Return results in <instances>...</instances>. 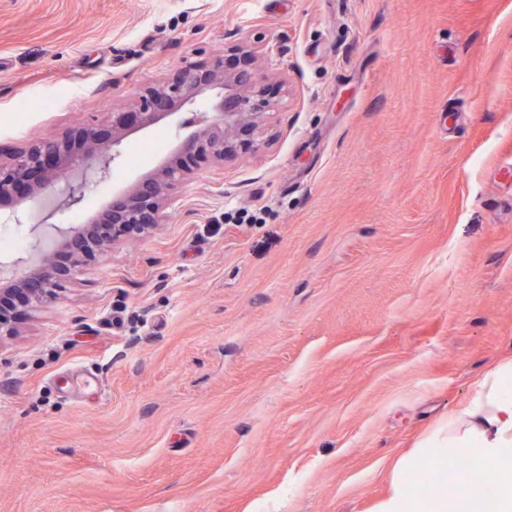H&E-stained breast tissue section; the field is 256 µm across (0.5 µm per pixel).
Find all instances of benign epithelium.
Returning a JSON list of instances; mask_svg holds the SVG:
<instances>
[{
	"mask_svg": "<svg viewBox=\"0 0 512 512\" xmlns=\"http://www.w3.org/2000/svg\"><path fill=\"white\" fill-rule=\"evenodd\" d=\"M238 61L226 63L223 51H212L205 63L181 62L172 74L133 94L126 110L50 139L32 142L11 161L0 163V201L22 204L51 185L63 183L69 206L83 203L88 178L107 182L112 163L127 138L170 117H177L212 95V112L178 145L175 155L112 195L98 213L81 224L55 226L51 245L35 239L30 254L0 264V333L12 331L21 307H37L80 267L106 256L123 239L144 236L162 223L171 195L202 160L222 165L242 147L259 141L269 114L279 101L267 96V76L260 66L263 45L245 39L235 47Z\"/></svg>",
	"mask_w": 512,
	"mask_h": 512,
	"instance_id": "1",
	"label": "benign epithelium"
}]
</instances>
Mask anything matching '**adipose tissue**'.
Wrapping results in <instances>:
<instances>
[{"label":"adipose tissue","instance_id":"obj_1","mask_svg":"<svg viewBox=\"0 0 512 512\" xmlns=\"http://www.w3.org/2000/svg\"><path fill=\"white\" fill-rule=\"evenodd\" d=\"M450 455L498 477L480 488L444 469L433 479L420 477L418 460L436 463ZM393 483L378 512H424L431 503L435 512H512V358L492 364L476 380L415 454L398 462Z\"/></svg>","mask_w":512,"mask_h":512}]
</instances>
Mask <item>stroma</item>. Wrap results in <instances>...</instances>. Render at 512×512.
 <instances>
[{
    "mask_svg": "<svg viewBox=\"0 0 512 512\" xmlns=\"http://www.w3.org/2000/svg\"><path fill=\"white\" fill-rule=\"evenodd\" d=\"M252 35L282 98L258 146L0 337V512H374L512 356V0H0V160ZM209 105L83 207L23 203V237Z\"/></svg>",
    "mask_w": 512,
    "mask_h": 512,
    "instance_id": "obj_1",
    "label": "stroma"
}]
</instances>
